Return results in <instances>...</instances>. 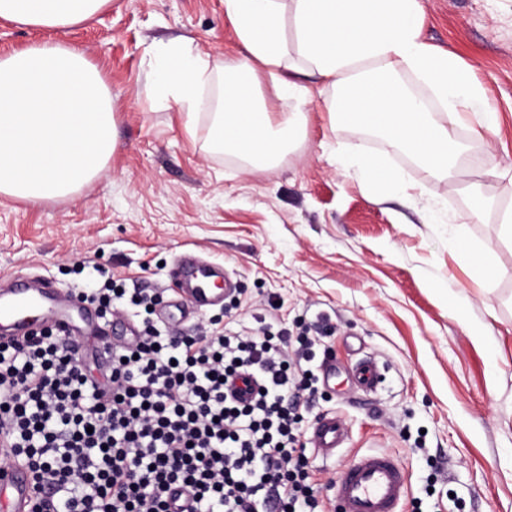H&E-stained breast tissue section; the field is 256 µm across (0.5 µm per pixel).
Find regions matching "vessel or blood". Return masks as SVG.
<instances>
[{"label":"vessel or blood","instance_id":"1","mask_svg":"<svg viewBox=\"0 0 512 512\" xmlns=\"http://www.w3.org/2000/svg\"><path fill=\"white\" fill-rule=\"evenodd\" d=\"M177 297L173 302L171 327H180L186 310L202 311L215 304L216 294L209 282L214 268L199 261L194 253H183ZM61 326L66 336L73 337L83 330H97L95 313L63 288L42 281L32 288L18 284L0 298V317L14 319L16 336H24L26 319L34 310ZM353 373L362 391L370 392L380 382V372L372 357L359 359ZM348 438V429L336 415L325 414L314 423L309 440L326 457L335 456ZM408 493V477L402 462L390 453L372 451L357 455L341 471L333 487L337 512H402ZM33 498L32 478L28 470L15 466L0 475V512H28Z\"/></svg>","mask_w":512,"mask_h":512}]
</instances>
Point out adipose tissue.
<instances>
[{"label":"adipose tissue","mask_w":512,"mask_h":512,"mask_svg":"<svg viewBox=\"0 0 512 512\" xmlns=\"http://www.w3.org/2000/svg\"><path fill=\"white\" fill-rule=\"evenodd\" d=\"M108 2L0 0V18L65 29ZM224 14L242 54L224 66L209 140L212 149L251 166L275 163L317 102L333 130L387 138L436 179L467 162L456 138L466 115L476 117L477 138L498 131L499 114L473 69L424 40L422 0H224ZM262 73L278 98L293 101L291 111L260 103ZM212 75L206 55L188 41L170 42L153 73L154 87L177 105L188 136L197 132ZM114 112L100 71L79 48L35 43L0 57V195L36 204L77 194L112 158ZM336 164L354 173L372 199L411 188L380 156L340 151Z\"/></svg>","instance_id":"1"}]
</instances>
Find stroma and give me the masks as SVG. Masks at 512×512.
I'll use <instances>...</instances> for the list:
<instances>
[{
	"label": "stroma",
	"mask_w": 512,
	"mask_h": 512,
	"mask_svg": "<svg viewBox=\"0 0 512 512\" xmlns=\"http://www.w3.org/2000/svg\"><path fill=\"white\" fill-rule=\"evenodd\" d=\"M424 9V39L474 69L500 117L492 140L461 131L471 165L453 181L430 178L358 130L332 132L316 106L304 143L269 169L213 151L206 126L189 138L149 71L170 41L188 39L209 55L205 95L217 97L224 64L239 52L224 0H110L60 32L0 18V56L35 41L80 47L105 79L117 130L108 166L75 197L32 205L0 196V289L41 277L70 290L88 261L170 301L176 260L194 251L223 265L235 286L202 319L239 333L306 323L316 350L342 370L366 355L384 367L376 392L342 373L305 412L304 430L327 413L348 427L336 457L306 450L321 490L355 455L381 450L402 461L423 512H512V244L495 222L512 205V179L499 175L512 165V0H424ZM339 148L389 153L423 193L368 198L337 170ZM475 182L494 207L484 221L430 223L438 202L466 212ZM457 232L489 255L492 279L449 247Z\"/></svg>",
	"instance_id": "obj_1"
}]
</instances>
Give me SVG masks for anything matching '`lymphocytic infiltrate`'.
<instances>
[{"instance_id":"1","label":"lymphocytic infiltrate","mask_w":512,"mask_h":512,"mask_svg":"<svg viewBox=\"0 0 512 512\" xmlns=\"http://www.w3.org/2000/svg\"><path fill=\"white\" fill-rule=\"evenodd\" d=\"M81 300L102 318H138L135 341L84 373L79 343L55 326L0 340V453L31 473L30 512H171L172 487L194 512H324L300 441L318 378L307 336L226 332L219 321L172 336L151 316L157 296L87 276ZM246 372L250 400L224 394Z\"/></svg>"}]
</instances>
